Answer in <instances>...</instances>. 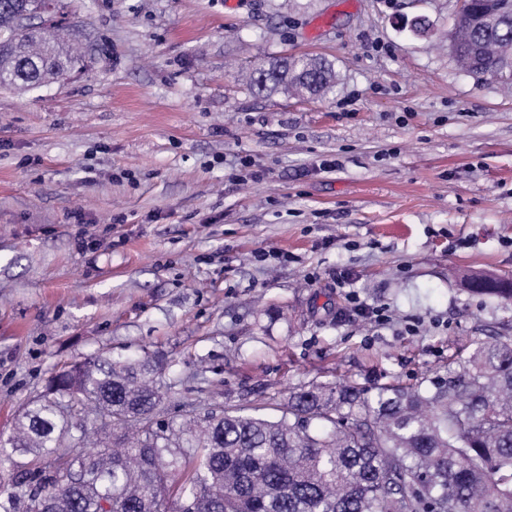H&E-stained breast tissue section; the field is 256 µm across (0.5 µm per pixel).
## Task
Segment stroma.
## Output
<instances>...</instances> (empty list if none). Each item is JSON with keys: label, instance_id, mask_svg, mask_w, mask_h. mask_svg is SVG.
I'll list each match as a JSON object with an SVG mask.
<instances>
[{"label": "stroma", "instance_id": "obj_1", "mask_svg": "<svg viewBox=\"0 0 512 512\" xmlns=\"http://www.w3.org/2000/svg\"><path fill=\"white\" fill-rule=\"evenodd\" d=\"M225 2L56 0L81 64L0 87V435L97 351L161 357L177 420L430 390L512 340V302L455 276H512V90L442 43L456 0ZM287 55L327 58L333 94L239 74Z\"/></svg>", "mask_w": 512, "mask_h": 512}]
</instances>
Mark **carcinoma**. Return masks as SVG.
Returning <instances> with one entry per match:
<instances>
[{
	"label": "carcinoma",
	"mask_w": 512,
	"mask_h": 512,
	"mask_svg": "<svg viewBox=\"0 0 512 512\" xmlns=\"http://www.w3.org/2000/svg\"><path fill=\"white\" fill-rule=\"evenodd\" d=\"M44 0H0V87L30 90L78 63ZM472 0L463 71L512 83V14ZM259 94L325 97L333 65L252 61ZM477 293L512 288L466 277ZM431 391L309 384L281 415L185 411L164 422L163 362L93 353L47 378L0 439V512H512V341H477Z\"/></svg>",
	"instance_id": "obj_1"
}]
</instances>
